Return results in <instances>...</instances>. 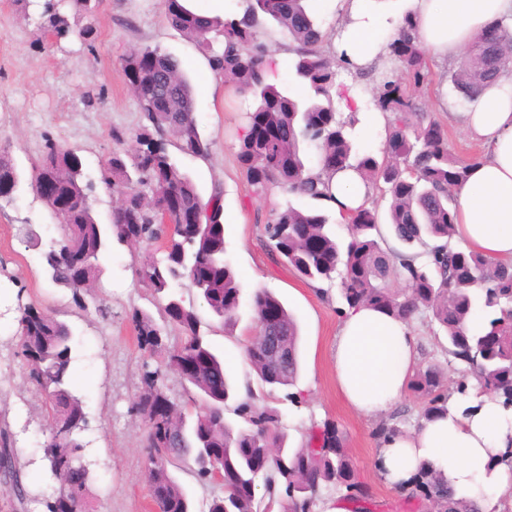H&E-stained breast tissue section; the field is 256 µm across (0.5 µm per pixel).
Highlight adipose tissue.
Returning <instances> with one entry per match:
<instances>
[{
	"label": "adipose tissue",
	"instance_id": "ef3b65f1",
	"mask_svg": "<svg viewBox=\"0 0 512 512\" xmlns=\"http://www.w3.org/2000/svg\"><path fill=\"white\" fill-rule=\"evenodd\" d=\"M341 6L346 24L326 41L358 67L387 56V43L404 15L417 20L422 46L440 61L460 51L497 19L512 16V0H318ZM455 122L479 140L484 152L469 162L467 178L454 190V244L489 258L512 261V69L484 87ZM368 188L351 170L332 174L324 206L337 218L366 204ZM417 339L410 323L384 310H345L332 348L336 389L356 413H388L406 395L417 365ZM472 412L456 397L447 410L409 434L383 441L376 466L387 484L408 488L421 469H432L457 490L496 512L498 497L512 488V409L503 410L478 384L469 388Z\"/></svg>",
	"mask_w": 512,
	"mask_h": 512
}]
</instances>
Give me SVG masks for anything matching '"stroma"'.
<instances>
[{
	"mask_svg": "<svg viewBox=\"0 0 512 512\" xmlns=\"http://www.w3.org/2000/svg\"><path fill=\"white\" fill-rule=\"evenodd\" d=\"M43 2L0 0V147L25 169L40 156L46 140L77 149L85 179L94 185V209L100 222L108 223L113 200L99 176L112 153V129L119 126L133 132L140 123L121 58L133 44L180 57L197 85L195 113L210 142V154L204 162L179 153L176 163L202 196H209L214 184H222L227 256L242 285L236 327L227 332L213 325L210 343L223 356L237 385L254 381L246 360L238 356L243 339L254 332L251 296L259 288L277 296L300 329L298 387L306 404L280 407L291 442H298L312 423L335 421L357 477L375 504L373 512H422L418 502L406 501L378 472L377 419L356 414L336 393L331 348L343 305L338 286L319 295L262 242L257 216L288 204L308 208L312 202L282 192L257 195L247 184L236 153L248 101L225 83L211 95L200 90L201 53L168 25L161 0H100L92 14L78 20L94 29L89 44L75 37L56 43L44 34L38 23ZM458 66L455 59L430 62V83L423 98L427 111H434L440 97L447 99L449 111L469 108V99L452 83ZM20 224L34 226L40 248L28 247L16 237ZM56 235L50 209L30 192L0 200V259L9 270L8 276L0 275V428L14 440L25 489L21 498L0 491V512H44V500L57 489L42 462L48 413L16 354V309L30 303L54 312L74 334L70 382L84 403V461L94 478L87 512H154L146 478L145 427L128 413L143 363L128 316L136 308L156 309L150 291L135 277V266L148 248L116 245L102 258L103 274L95 293L112 310L111 320L105 321L79 310L65 289L43 278L40 250L49 247ZM413 328L419 340V367L439 366L445 384L453 385L463 366L442 352L437 325L422 316L414 320Z\"/></svg>",
	"mask_w": 512,
	"mask_h": 512,
	"instance_id": "1",
	"label": "stroma"
}]
</instances>
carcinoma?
Returning <instances> with one entry per match:
<instances>
[{"label":"carcinoma","instance_id":"carcinoma-1","mask_svg":"<svg viewBox=\"0 0 512 512\" xmlns=\"http://www.w3.org/2000/svg\"><path fill=\"white\" fill-rule=\"evenodd\" d=\"M168 25L194 41L224 81L252 100L247 119L257 115L271 138L252 140L250 124L243 126L237 161L253 192L266 195L275 189L313 201L327 197L322 173L353 169L372 193L388 199V225L403 249L388 246L374 205L353 211L347 221L349 238H336L330 217L323 211L290 204L269 214L263 225L266 245L275 250L296 274L309 283L339 280L345 308L371 305L411 322L426 315L443 332L446 354L468 365L455 382L454 392L464 395L469 377L480 388L512 406V263L493 260L474 251L450 246L454 231L453 190L466 179L468 160L448 151L445 126L420 107L419 97L429 84L426 53L418 43L417 22L403 18L392 42L390 58L398 67L379 73L373 88L375 109L386 114V145L382 157L359 151L355 132L358 109L339 112L333 96L348 97L350 87L337 82L342 71L365 74L344 54L329 56L322 30L308 8V0H242V13L210 21L184 10L178 0H162ZM42 27L58 39L72 32L70 16L59 5L44 3ZM288 35L295 58L285 76L273 68L263 40L266 20ZM512 60V26L495 21L467 48L453 75L455 87L475 99ZM125 75L138 73L132 91L142 123L133 134L112 128V156L101 171V182L117 197L109 224L98 223L90 189L83 181V163L74 148L45 142L41 158L30 172L20 170L6 150H0V182L25 183L51 210L58 237L41 253L43 274L52 284L67 288L76 306L88 310L90 289L102 273L101 258L113 245L129 244V225H140L141 238L162 240L164 256L145 255L135 269L141 286L165 302L161 320L133 311L130 321L139 345L148 356L162 357L161 365L142 363L140 387L129 407L147 429L148 483L157 512H191L187 492L171 468L191 457L195 475L212 482V470L224 472V496L211 501L208 512H312L324 493L336 492L355 505L354 512H369L370 499L354 474L344 437L326 420L308 429L304 442L288 446V434L277 408L259 402L253 388L240 396L226 375L224 360L212 349L197 309L184 303L171 289L173 281H191L193 266L209 264L208 284L196 287L210 315L226 326L235 324L241 285L226 258L224 190L213 186L203 198L192 179L182 172L168 146L195 158L209 156L194 111V86L181 61L159 48L134 45L122 60ZM322 124L312 139L309 124ZM316 141L318 163L308 168L300 157L301 145ZM178 194L186 208L197 212L199 227L183 233L165 215L167 195ZM69 204L60 212L59 205ZM419 227L417 243L425 250L411 253L404 240L406 225ZM87 262L88 286L70 282L69 257ZM268 308L278 310L276 331L288 348V361L272 362L266 355L265 336L250 338L246 359L261 389L284 392V400L305 403L292 391L300 374L299 328L283 302L258 289L251 300L253 320L260 323ZM18 347L27 363V378L44 398L50 418L43 460L59 487L44 501L46 512H84L91 475L69 471V464L84 461L81 438L86 416L82 399L70 386L73 333L52 313L32 304L20 308ZM178 332L170 343L167 328ZM185 357L198 358L196 376L183 383L191 395L173 402L165 421H151L154 395H168L166 376ZM409 389L422 397L419 419L447 411L448 388L436 365L410 379ZM203 401L207 408H197ZM232 407L234 421L224 418ZM266 495L256 499L258 479ZM409 497L433 503L437 512H482L473 499L458 493L435 473L421 471Z\"/></svg>","mask_w":512,"mask_h":512}]
</instances>
